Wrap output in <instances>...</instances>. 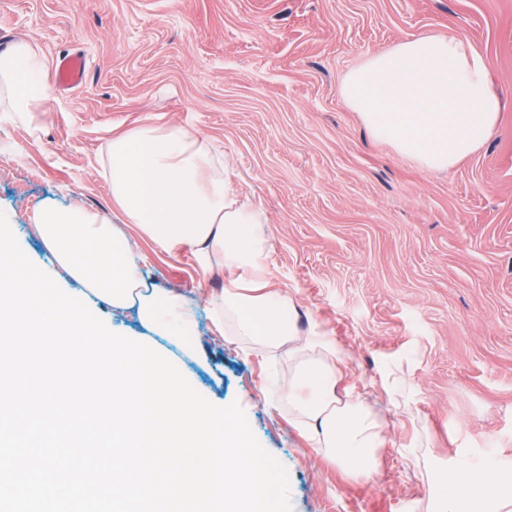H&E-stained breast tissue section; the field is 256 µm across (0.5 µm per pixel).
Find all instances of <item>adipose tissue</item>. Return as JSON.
Masks as SVG:
<instances>
[{
  "instance_id": "1",
  "label": "adipose tissue",
  "mask_w": 512,
  "mask_h": 512,
  "mask_svg": "<svg viewBox=\"0 0 512 512\" xmlns=\"http://www.w3.org/2000/svg\"><path fill=\"white\" fill-rule=\"evenodd\" d=\"M45 60L20 41L0 54V112L31 114L46 93ZM341 94L378 139L421 167L445 170L477 151L503 99L478 51L456 37L419 36L377 52L348 72ZM211 142L175 125L145 122L113 136L103 163L112 201L163 253L192 247L202 269L234 277L209 297L212 331L277 348L298 363L281 390L317 447L353 476L377 467L388 423L367 394L342 387L348 350L318 334L299 337L291 299L266 293L268 250L258 211L242 203ZM512 473L491 478L456 464L429 483L428 512H506Z\"/></svg>"
}]
</instances>
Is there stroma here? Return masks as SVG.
Masks as SVG:
<instances>
[{
  "instance_id": "35a3bbf8",
  "label": "stroma",
  "mask_w": 512,
  "mask_h": 512,
  "mask_svg": "<svg viewBox=\"0 0 512 512\" xmlns=\"http://www.w3.org/2000/svg\"><path fill=\"white\" fill-rule=\"evenodd\" d=\"M422 35L481 54L506 102L488 140L447 171L374 139L340 94L370 55ZM87 60L30 120L0 112V213L35 265L33 214L80 204L137 240L150 286L197 311L199 342L166 358L209 402L236 403L289 477L292 512H426L428 473L491 452L512 464V0H0V53ZM216 144L240 200L263 212L271 292L302 334L350 348L358 389L393 386L382 464L356 480L287 400V349L215 338L205 306L228 274L159 251L112 204L100 161L145 118Z\"/></svg>"
}]
</instances>
